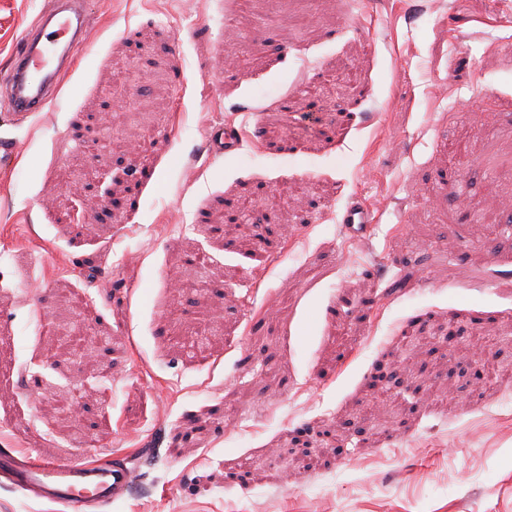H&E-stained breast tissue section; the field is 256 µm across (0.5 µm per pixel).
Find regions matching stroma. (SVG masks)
<instances>
[{
  "label": "stroma",
  "mask_w": 512,
  "mask_h": 512,
  "mask_svg": "<svg viewBox=\"0 0 512 512\" xmlns=\"http://www.w3.org/2000/svg\"><path fill=\"white\" fill-rule=\"evenodd\" d=\"M51 3L0 0V80ZM216 9L91 0L49 111L0 100V448L129 461L102 512H512V377L469 375L512 370V0ZM108 98L122 155L77 137ZM139 160L138 207L88 198Z\"/></svg>",
  "instance_id": "obj_1"
}]
</instances>
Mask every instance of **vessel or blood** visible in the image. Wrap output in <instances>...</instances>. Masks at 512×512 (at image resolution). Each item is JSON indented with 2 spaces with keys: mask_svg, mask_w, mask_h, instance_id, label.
Segmentation results:
<instances>
[{
  "mask_svg": "<svg viewBox=\"0 0 512 512\" xmlns=\"http://www.w3.org/2000/svg\"><path fill=\"white\" fill-rule=\"evenodd\" d=\"M88 0H55L13 56L0 95L20 120L46 111L74 65L88 33ZM135 472L123 459L93 464L46 461L36 449L0 450V482L58 504L63 512H97L130 493Z\"/></svg>",
  "mask_w": 512,
  "mask_h": 512,
  "instance_id": "vessel-or-blood-1",
  "label": "vessel or blood"
}]
</instances>
